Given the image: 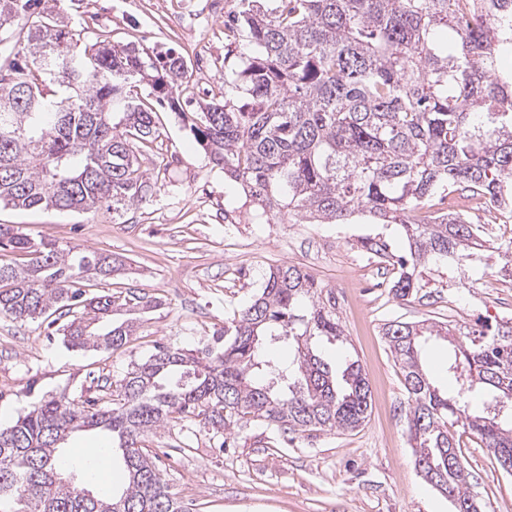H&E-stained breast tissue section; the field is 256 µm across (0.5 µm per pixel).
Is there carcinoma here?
<instances>
[{
	"mask_svg": "<svg viewBox=\"0 0 512 512\" xmlns=\"http://www.w3.org/2000/svg\"><path fill=\"white\" fill-rule=\"evenodd\" d=\"M238 0L229 19L247 50L226 83L246 99L199 102L191 131L212 163L238 184L269 224H347L356 212L397 225L398 255L379 233L361 240L392 268L391 293L418 292L421 268L461 270L482 246L473 224L429 211L451 191L488 197L512 216V78L499 75L512 51V0H482L483 17L463 21L470 0ZM27 28L22 59L0 64V204L15 208L101 209L121 217L152 196L134 149L160 136L153 109L127 99L142 83L182 110L176 87L184 61L109 40L84 48L44 0H0V28ZM124 102V110L113 111ZM0 314L47 321L72 349L117 351L135 322L103 327L116 301L148 309L158 300L135 288L90 296L123 262L78 246L35 241L0 225ZM409 406L415 467L441 482L456 512H480L468 490L461 424L494 458L512 461V321L470 337L431 323L383 324ZM294 345L284 368L265 337ZM343 330L332 292L296 265L269 269L261 291L233 312L224 339L202 349L159 346L113 387L77 402L49 395L0 427V512H182L147 446L149 433L197 421L224 438L251 422L278 432L355 431L369 416L371 391L360 365L334 367L316 349ZM424 336L451 337L449 393L420 362ZM486 393L483 409L470 411ZM112 434L127 485L116 494L92 484V458L65 460L74 432Z\"/></svg>",
	"mask_w": 512,
	"mask_h": 512,
	"instance_id": "cac0c4a2",
	"label": "carcinoma"
}]
</instances>
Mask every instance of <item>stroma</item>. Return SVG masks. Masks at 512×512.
Instances as JSON below:
<instances>
[{"instance_id": "obj_1", "label": "stroma", "mask_w": 512, "mask_h": 512, "mask_svg": "<svg viewBox=\"0 0 512 512\" xmlns=\"http://www.w3.org/2000/svg\"><path fill=\"white\" fill-rule=\"evenodd\" d=\"M69 25L87 41L108 38L158 51L175 50L188 65L185 97L224 96V74L237 68L241 36L224 34L233 0H59ZM159 138L138 152L154 192L120 221L111 214L0 206V224L33 239L125 260L124 272L92 282L97 295L140 288L159 307L137 312V333L111 353L71 350L41 322L0 315V426L11 425L43 396L90 395L95 378L117 383L155 345L197 349L213 344L224 322L258 292L270 267L304 268L336 298L343 339L320 342L327 360L358 361L369 381L371 408L359 430L310 431L281 443L260 423L247 425L230 447L199 425L161 428L147 437L170 493L194 512H454L448 497L418 473L408 434L403 372L382 335L385 320L443 322L465 328L466 310L512 308V277L497 254L482 252L466 268L470 306L448 304L451 273L427 264L423 294L401 301L381 267L362 269L354 288L337 287L351 273L363 237L383 229L359 214L347 224L267 223L197 143L187 121L157 109ZM470 473L469 491L484 512H512V475L489 449L455 427Z\"/></svg>"}]
</instances>
